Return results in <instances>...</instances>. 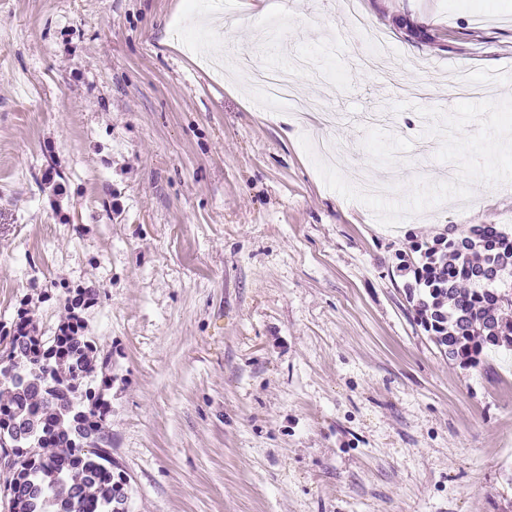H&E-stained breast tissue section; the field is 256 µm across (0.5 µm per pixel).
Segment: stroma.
<instances>
[{"label":"stroma","instance_id":"obj_1","mask_svg":"<svg viewBox=\"0 0 512 512\" xmlns=\"http://www.w3.org/2000/svg\"><path fill=\"white\" fill-rule=\"evenodd\" d=\"M357 4L385 73L326 0H0V329L79 300L130 512H512V350L449 361L397 269L512 232V0ZM242 51L312 58L342 165ZM489 85L481 86L479 83L466 78L463 74L453 75L448 82V91L457 98H467L478 92L489 93Z\"/></svg>","mask_w":512,"mask_h":512}]
</instances>
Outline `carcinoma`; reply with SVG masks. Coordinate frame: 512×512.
Listing matches in <instances>:
<instances>
[{
    "label": "carcinoma",
    "mask_w": 512,
    "mask_h": 512,
    "mask_svg": "<svg viewBox=\"0 0 512 512\" xmlns=\"http://www.w3.org/2000/svg\"><path fill=\"white\" fill-rule=\"evenodd\" d=\"M415 249L430 255L415 311L448 359L467 367L489 346L512 347V235L479 224L442 247ZM1 344L0 449L15 459V488L4 487L9 512H129V479L103 431L109 406L88 385L98 373L110 385L111 357L96 366L97 348L81 333L45 342L15 329ZM49 447L55 452L44 453Z\"/></svg>",
    "instance_id": "1"
}]
</instances>
